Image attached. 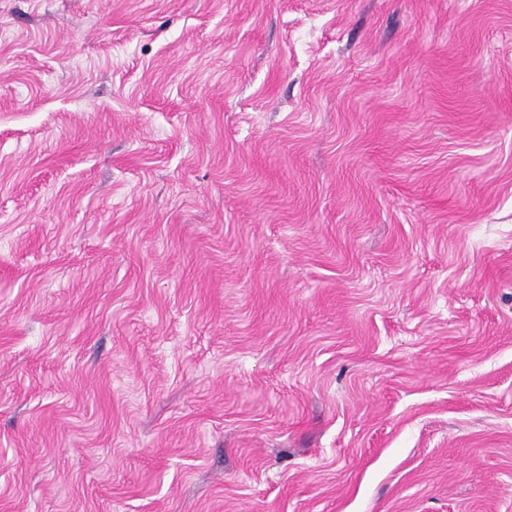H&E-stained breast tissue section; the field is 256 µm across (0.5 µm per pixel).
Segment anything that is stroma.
I'll return each mask as SVG.
<instances>
[{"mask_svg": "<svg viewBox=\"0 0 512 512\" xmlns=\"http://www.w3.org/2000/svg\"><path fill=\"white\" fill-rule=\"evenodd\" d=\"M0 512H512V0H0Z\"/></svg>", "mask_w": 512, "mask_h": 512, "instance_id": "stroma-1", "label": "stroma"}]
</instances>
